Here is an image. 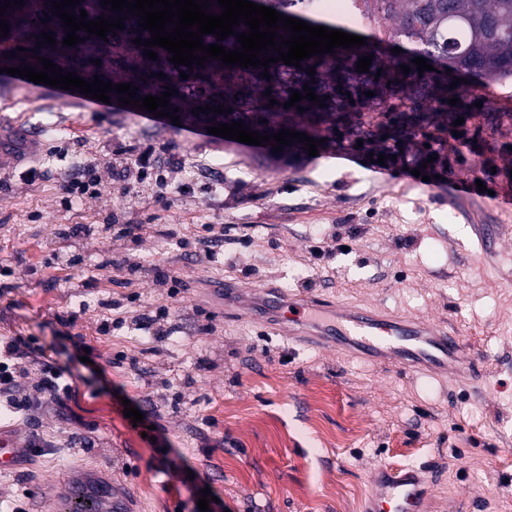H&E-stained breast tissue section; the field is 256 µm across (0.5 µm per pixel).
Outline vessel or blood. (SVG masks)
I'll use <instances>...</instances> for the list:
<instances>
[{"mask_svg":"<svg viewBox=\"0 0 512 512\" xmlns=\"http://www.w3.org/2000/svg\"><path fill=\"white\" fill-rule=\"evenodd\" d=\"M285 306L296 311L283 329L290 340L395 365L413 375L456 378L478 374L459 333L444 326L309 297L290 299L272 287L265 289L258 312L269 315ZM371 482L362 512H429L427 468L383 465L374 470ZM66 486L69 501L89 503L94 512H133L129 499L116 492L111 482L76 476L67 479Z\"/></svg>","mask_w":512,"mask_h":512,"instance_id":"1","label":"vessel or blood"}]
</instances>
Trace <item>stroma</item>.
<instances>
[{
	"label": "stroma",
	"instance_id": "stroma-1",
	"mask_svg": "<svg viewBox=\"0 0 512 512\" xmlns=\"http://www.w3.org/2000/svg\"><path fill=\"white\" fill-rule=\"evenodd\" d=\"M511 91L512 79L470 91L448 115L469 145L420 185L342 162L344 142L274 167L261 149L0 75V132L40 145L0 163V348L30 342L22 389L46 364L72 382L31 421L0 413V435L25 451L0 471V507L41 512L95 469L136 512H200L206 489L208 512H358L377 466L426 463L430 512H512V214L456 190L478 177L512 198ZM50 120L62 134H45ZM130 144L169 168L166 195L149 180L124 192L115 160ZM85 163L106 192L63 206ZM74 224L85 234L64 235ZM226 284L445 325L481 378L293 345L225 305ZM34 430L48 443L37 453ZM75 432L94 447H66Z\"/></svg>",
	"mask_w": 512,
	"mask_h": 512
}]
</instances>
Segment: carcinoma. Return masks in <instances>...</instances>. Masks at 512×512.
<instances>
[{
  "label": "carcinoma",
  "instance_id": "obj_1",
  "mask_svg": "<svg viewBox=\"0 0 512 512\" xmlns=\"http://www.w3.org/2000/svg\"><path fill=\"white\" fill-rule=\"evenodd\" d=\"M286 16L306 15L304 0H263ZM375 11L391 22L385 37H373L372 42L349 49L336 47L334 52L315 55L301 61V67L279 61L270 64V78H263V67H230L218 60H208L205 68L174 67L169 62L172 54L162 47H154L156 60L144 56V48L136 47L133 39H148L147 30H138V18L127 16L125 29L107 34L108 41L81 30L76 31L84 42L72 47L62 44L64 26L50 12L52 0H22V5L6 12L9 34L0 38V68L32 66L42 70V63L32 58L43 56L62 68L89 80L97 77L113 84L132 83L138 87L137 96H159L168 87L178 94L169 98L167 109L178 110L184 123L243 125L264 134H276L290 129L302 132L316 140L325 138L336 142V134L351 145L372 144L387 136L395 141H407L416 128L432 120L433 113L448 119L447 99L464 102L470 89L484 83L512 77V0H374ZM84 9L88 19L110 16V8L102 7L101 0H81L74 12ZM56 33V44H43L33 52L39 33ZM405 42L407 53L390 56L387 43ZM24 51L18 52L16 48ZM13 52L15 56L6 57ZM374 55L369 72L358 76L356 63L361 56ZM423 57L434 70L418 73L412 60ZM101 60V65L93 61ZM410 67L404 73L400 65ZM313 67L310 76L305 69ZM162 72L166 78L157 77ZM189 78L183 79L180 73ZM454 88H449L452 83ZM314 88V93L325 107L303 99L288 109L293 91L303 86ZM270 95H264V92ZM375 96L369 97L365 92ZM277 100L267 107L270 100ZM217 106L232 109L225 114L212 112L194 115L199 106ZM305 111H297V107ZM382 107L387 122L374 123L363 119L364 110L372 112Z\"/></svg>",
  "mask_w": 512,
  "mask_h": 512
}]
</instances>
